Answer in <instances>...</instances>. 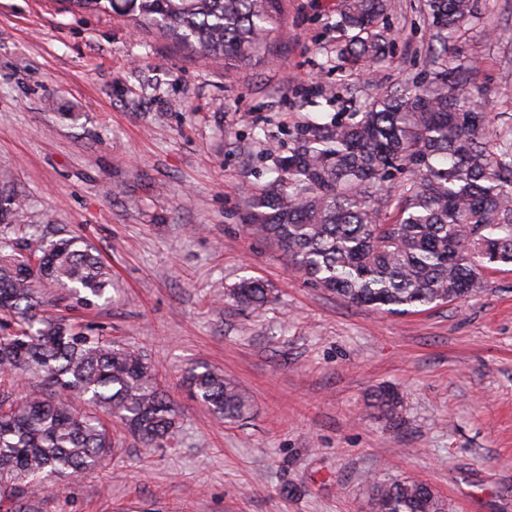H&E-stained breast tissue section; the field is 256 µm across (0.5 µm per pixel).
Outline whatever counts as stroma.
Instances as JSON below:
<instances>
[{
  "label": "stroma",
  "mask_w": 512,
  "mask_h": 512,
  "mask_svg": "<svg viewBox=\"0 0 512 512\" xmlns=\"http://www.w3.org/2000/svg\"><path fill=\"white\" fill-rule=\"evenodd\" d=\"M394 3L372 69L332 65L341 0H284L273 54L228 72L114 13L0 0V172L34 237L80 234L110 267L76 315L147 358L179 421L161 448L111 421L97 471L26 487L42 512H373L372 482L405 479L446 512H512V265L468 298L380 314L312 284L249 221L308 125L447 63L468 62L495 126L512 124V0H477L444 57L424 0ZM248 277L270 289L260 307L228 296ZM192 366L245 388L244 417L217 423Z\"/></svg>",
  "instance_id": "obj_1"
}]
</instances>
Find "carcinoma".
Masks as SVG:
<instances>
[{"label":"carcinoma","mask_w":512,"mask_h":512,"mask_svg":"<svg viewBox=\"0 0 512 512\" xmlns=\"http://www.w3.org/2000/svg\"><path fill=\"white\" fill-rule=\"evenodd\" d=\"M78 10H110L150 26L204 59L224 66L270 51L282 27V0H68ZM391 0H343L338 24L355 33L338 51L352 65L376 64L391 43L379 21ZM431 51L477 14L476 0H426ZM482 90L459 64L427 83L379 93L347 117L315 125L280 158L276 176L251 202L261 225L294 266L347 303L407 314L461 300L483 272L512 265V128L488 129ZM403 174L393 188L391 171ZM27 198L0 177V378L36 375L53 388L38 397L0 401V509L38 512L21 487L96 470L112 436L94 415L74 413L78 398L122 420L145 447L168 440L176 413L143 356L105 342L67 316L44 310L47 281L74 310L104 296L112 273L79 235L27 239ZM258 307L268 289L255 278L233 291ZM185 382L221 421L249 409L248 396L210 369ZM375 512H445L428 484L404 480L375 487Z\"/></svg>","instance_id":"1"}]
</instances>
